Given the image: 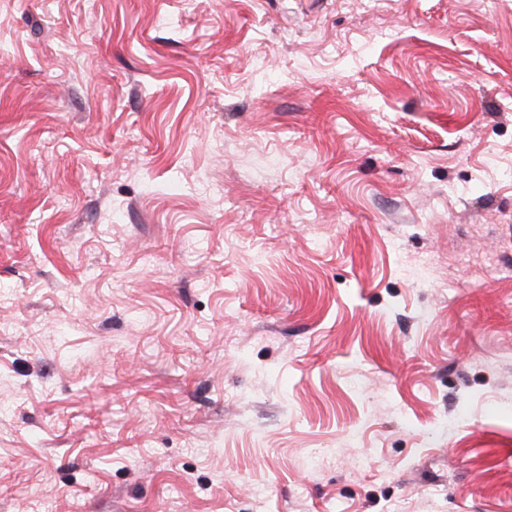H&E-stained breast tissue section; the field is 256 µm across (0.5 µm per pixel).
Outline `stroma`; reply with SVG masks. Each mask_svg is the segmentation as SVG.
<instances>
[{"mask_svg": "<svg viewBox=\"0 0 512 512\" xmlns=\"http://www.w3.org/2000/svg\"><path fill=\"white\" fill-rule=\"evenodd\" d=\"M512 512V0H0V512Z\"/></svg>", "mask_w": 512, "mask_h": 512, "instance_id": "35a3bbf8", "label": "stroma"}]
</instances>
